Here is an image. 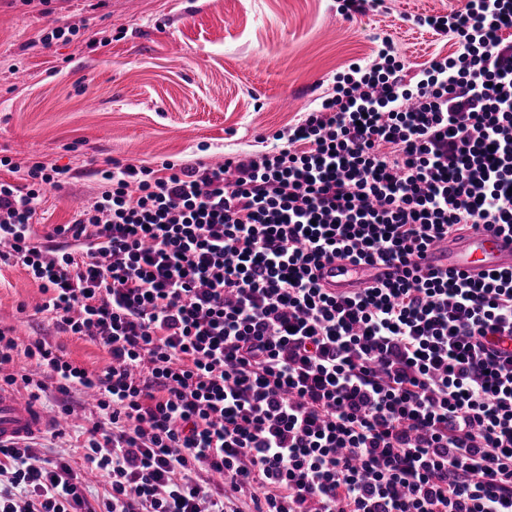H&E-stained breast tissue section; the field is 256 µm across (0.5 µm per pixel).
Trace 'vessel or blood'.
<instances>
[{"label":"vessel or blood","mask_w":512,"mask_h":512,"mask_svg":"<svg viewBox=\"0 0 512 512\" xmlns=\"http://www.w3.org/2000/svg\"><path fill=\"white\" fill-rule=\"evenodd\" d=\"M424 263L472 278L510 271L512 234L496 226H482L434 246ZM393 273L388 266H365L348 259L326 263L321 270L325 287L339 294L389 278ZM45 425L46 415L33 400L0 387V444L37 435Z\"/></svg>","instance_id":"b4317fda"}]
</instances>
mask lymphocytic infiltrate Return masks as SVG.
<instances>
[{
	"mask_svg": "<svg viewBox=\"0 0 512 512\" xmlns=\"http://www.w3.org/2000/svg\"><path fill=\"white\" fill-rule=\"evenodd\" d=\"M418 27L458 49L410 70L392 42L338 71L282 146L206 167L107 162L72 245L32 219L66 171L0 167V264L39 312L112 362L94 372L0 327V382L93 391L84 460L0 446V512H512V271L422 261L449 235L512 232V0H465ZM396 268L336 295L324 263ZM35 372L4 373L15 356Z\"/></svg>",
	"mask_w": 512,
	"mask_h": 512,
	"instance_id": "1",
	"label": "lymphocytic infiltrate"
}]
</instances>
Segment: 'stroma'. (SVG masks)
Masks as SVG:
<instances>
[{
  "instance_id": "1",
  "label": "stroma",
  "mask_w": 512,
  "mask_h": 512,
  "mask_svg": "<svg viewBox=\"0 0 512 512\" xmlns=\"http://www.w3.org/2000/svg\"><path fill=\"white\" fill-rule=\"evenodd\" d=\"M338 0H53L52 14L0 0V156L66 168L36 216L39 243L73 223L101 191L105 159L154 169L163 161L223 163L276 147L331 88L336 70L369 60L383 40L410 67L455 51L453 36L413 25L417 15L459 9L461 0H385L344 18ZM79 27V41L43 48L51 18ZM43 294L19 265L0 266V325L19 343L44 337L91 371L111 363L104 347L57 332L36 313ZM73 408L60 422L62 404ZM60 422L41 454L81 468L88 498L105 478L85 469L82 429L98 417L90 397L49 391L38 401Z\"/></svg>"
}]
</instances>
